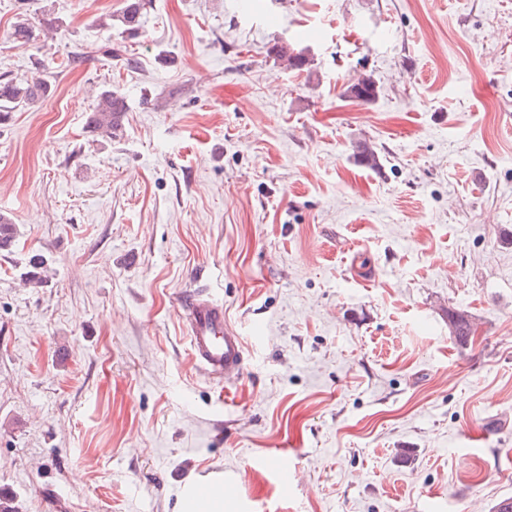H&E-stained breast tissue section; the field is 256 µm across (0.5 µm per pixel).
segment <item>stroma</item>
<instances>
[{
	"instance_id": "1",
	"label": "stroma",
	"mask_w": 512,
	"mask_h": 512,
	"mask_svg": "<svg viewBox=\"0 0 512 512\" xmlns=\"http://www.w3.org/2000/svg\"><path fill=\"white\" fill-rule=\"evenodd\" d=\"M123 3L0 0V74L51 86L0 123V490L18 512H188L205 478L224 512L511 497L512 0H150L137 35L97 27ZM49 14L54 40L13 42ZM105 85L128 110L101 141ZM188 290L246 335L225 387L192 362ZM281 454L286 489L256 464ZM124 112H127L125 98L111 89H102L87 116V128L94 135L116 138L122 131ZM25 280L34 288H41L49 278L50 270L45 259L39 254L31 255L26 263ZM448 325L457 344L461 347L467 346L474 332L473 324L468 316L462 312L449 311Z\"/></svg>"
}]
</instances>
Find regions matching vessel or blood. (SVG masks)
I'll use <instances>...</instances> for the list:
<instances>
[{
  "mask_svg": "<svg viewBox=\"0 0 512 512\" xmlns=\"http://www.w3.org/2000/svg\"><path fill=\"white\" fill-rule=\"evenodd\" d=\"M185 331L197 367L210 379L238 376L245 364L246 343L224 317L223 305L211 297L189 291L180 298Z\"/></svg>",
  "mask_w": 512,
  "mask_h": 512,
  "instance_id": "obj_1",
  "label": "vessel or blood"
}]
</instances>
